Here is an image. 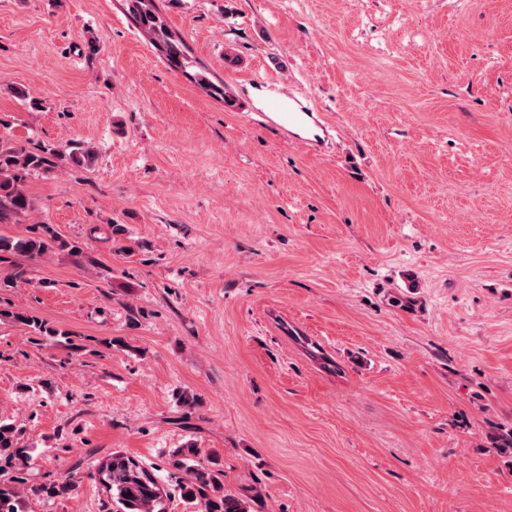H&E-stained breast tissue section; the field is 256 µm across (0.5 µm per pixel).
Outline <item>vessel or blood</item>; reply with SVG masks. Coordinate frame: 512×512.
Returning <instances> with one entry per match:
<instances>
[{
    "instance_id": "1",
    "label": "vessel or blood",
    "mask_w": 512,
    "mask_h": 512,
    "mask_svg": "<svg viewBox=\"0 0 512 512\" xmlns=\"http://www.w3.org/2000/svg\"><path fill=\"white\" fill-rule=\"evenodd\" d=\"M248 88L265 105V117L276 129L307 147L318 149L325 144L329 132L319 113L298 99L277 97L262 77L249 79Z\"/></svg>"
}]
</instances>
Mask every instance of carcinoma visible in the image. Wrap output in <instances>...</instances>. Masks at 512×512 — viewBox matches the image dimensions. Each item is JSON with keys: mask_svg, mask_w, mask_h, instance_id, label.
Listing matches in <instances>:
<instances>
[{"mask_svg": "<svg viewBox=\"0 0 512 512\" xmlns=\"http://www.w3.org/2000/svg\"><path fill=\"white\" fill-rule=\"evenodd\" d=\"M127 13L135 25L150 38V43L174 69L189 67L188 50L184 41L172 33L153 5L154 0H125ZM95 153L73 146L69 151L36 148L20 141L0 138V224H14L37 208V201L25 189L28 177L34 173L48 174L58 163L92 164ZM52 250L79 253V247L58 236L47 227L29 236L15 238L0 235V263L8 257L22 256L36 260ZM41 336H56L58 330L46 326L20 309L8 313ZM26 449L20 446L15 427L0 422V455L5 461L21 459ZM201 449L190 445L172 454L170 465L182 472L177 488L181 498L194 512H248L244 502L224 494L217 474L200 464ZM98 474L112 500L119 505L117 512H164L163 488L154 474L133 458L115 451L99 462ZM75 488L70 478L41 487L46 496L65 495ZM22 495L18 488L0 481V512H21Z\"/></svg>", "mask_w": 512, "mask_h": 512, "instance_id": "cac0c4a2", "label": "carcinoma"}]
</instances>
